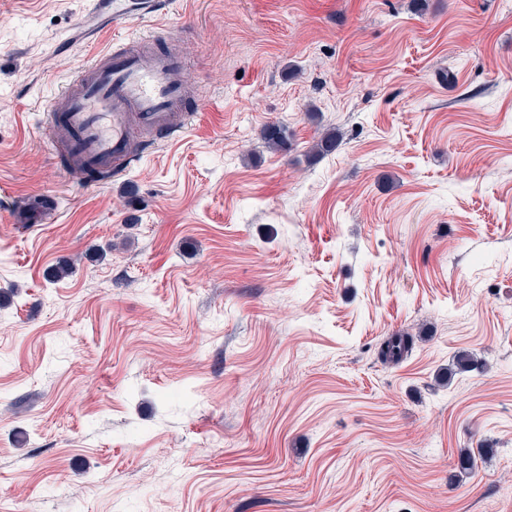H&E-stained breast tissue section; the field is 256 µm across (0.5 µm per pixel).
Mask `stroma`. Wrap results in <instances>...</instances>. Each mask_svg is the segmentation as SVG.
<instances>
[{
	"label": "stroma",
	"instance_id": "35a3bbf8",
	"mask_svg": "<svg viewBox=\"0 0 512 512\" xmlns=\"http://www.w3.org/2000/svg\"><path fill=\"white\" fill-rule=\"evenodd\" d=\"M87 11L0 0V512H512V0H171L188 128L92 188ZM56 207V198L45 196L19 207L15 213V219L20 224H41L49 214L55 211ZM414 336L409 333H397L387 337L380 345L378 358L388 366L398 365L411 351Z\"/></svg>",
	"mask_w": 512,
	"mask_h": 512
}]
</instances>
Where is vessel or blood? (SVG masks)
I'll use <instances>...</instances> for the list:
<instances>
[{
  "mask_svg": "<svg viewBox=\"0 0 512 512\" xmlns=\"http://www.w3.org/2000/svg\"><path fill=\"white\" fill-rule=\"evenodd\" d=\"M169 0H91L95 23L84 39L94 42L109 27L130 18L165 14ZM153 34L129 38L120 47L92 53L84 65L49 97L43 130L52 158L76 178L92 169L119 176L144 149L173 142L187 124L182 109L185 83L181 57L150 51ZM55 197L23 204L22 224H40L55 211Z\"/></svg>",
  "mask_w": 512,
  "mask_h": 512,
  "instance_id": "1",
  "label": "vessel or blood"
}]
</instances>
